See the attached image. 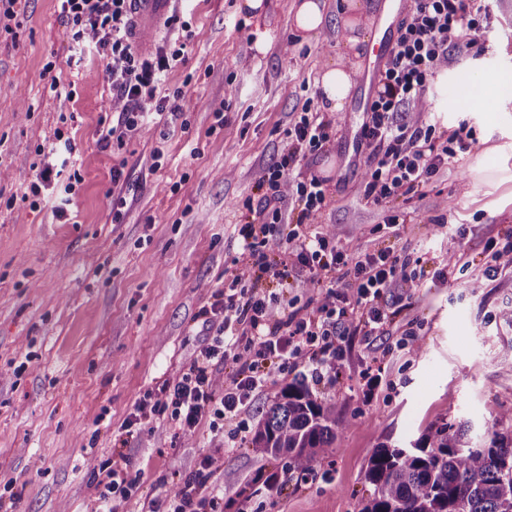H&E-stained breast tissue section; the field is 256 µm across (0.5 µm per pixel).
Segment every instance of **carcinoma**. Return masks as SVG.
Returning <instances> with one entry per match:
<instances>
[{"mask_svg":"<svg viewBox=\"0 0 512 512\" xmlns=\"http://www.w3.org/2000/svg\"><path fill=\"white\" fill-rule=\"evenodd\" d=\"M350 422L336 404L297 378L285 385L255 425L254 452L274 462L265 481L281 493L289 477L314 472ZM365 481L373 488L360 512H512V428L493 430L473 445L463 427L430 428L407 449L376 448Z\"/></svg>","mask_w":512,"mask_h":512,"instance_id":"1","label":"carcinoma"}]
</instances>
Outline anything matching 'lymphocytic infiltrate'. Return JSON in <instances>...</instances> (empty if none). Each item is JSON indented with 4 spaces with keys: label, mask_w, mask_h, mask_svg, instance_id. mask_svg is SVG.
<instances>
[{
    "label": "lymphocytic infiltrate",
    "mask_w": 512,
    "mask_h": 512,
    "mask_svg": "<svg viewBox=\"0 0 512 512\" xmlns=\"http://www.w3.org/2000/svg\"><path fill=\"white\" fill-rule=\"evenodd\" d=\"M59 17L71 34L70 53H97L112 87L115 125L103 130L102 146L123 143L153 120L173 122L181 105H166L161 77L183 52L173 44L142 52L129 38L130 0H59ZM487 0H412L397 26V37L368 107L361 138L366 177L360 185L364 200L377 207L414 197L451 159L473 143V131L459 125L448 137L434 125L417 120L429 82L447 66L452 51L475 45L488 29ZM278 160L262 168L258 203H246L239 225L246 264L233 274L214 300L202 310L209 336L186 370L158 391L148 392L125 424L134 434L142 418L162 416L191 436L201 421L219 434L225 423L245 414L252 393L264 386L271 370L309 362L315 381L343 355L351 328L372 336L388 320L381 303L385 290L416 283L425 269L412 267L389 249L350 255L334 235L318 231L316 216L326 201L325 178L290 170L306 154L319 151L333 135L331 121L302 110L288 132ZM293 202L295 221H288L285 202ZM306 272L319 296L305 309H280L274 295L258 289L263 280L287 286L292 273ZM215 465L203 457L199 469L173 494L155 499L151 512H223L224 498L210 483ZM103 477L95 488L100 512L138 502L139 479L131 474L125 454L99 467Z\"/></svg>",
    "instance_id": "lymphocytic-infiltrate-1"
}]
</instances>
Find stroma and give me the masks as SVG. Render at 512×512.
<instances>
[{"instance_id": "stroma-1", "label": "stroma", "mask_w": 512, "mask_h": 512, "mask_svg": "<svg viewBox=\"0 0 512 512\" xmlns=\"http://www.w3.org/2000/svg\"><path fill=\"white\" fill-rule=\"evenodd\" d=\"M240 2L178 0L191 32L163 92L183 91L188 127L169 134L153 124L105 149L112 88L97 58L66 68L70 32L57 0H28L13 33L0 36V481L18 493L9 512H95L93 473L117 447L139 472L144 506L177 491L207 454L218 460L211 481L224 490V512H360L379 445L409 443L443 420L481 443L512 410V280L484 275L487 237L512 233V0H494L486 52L453 53L421 114L444 133L467 121L476 141L419 194L395 200L405 223L384 224V211L360 194L365 166L354 145L367 114L357 102L370 100L374 79L355 82L346 110L328 114L331 140L300 163L326 178L316 222L345 250L388 247L430 270L459 252L470 261L445 279L389 289L383 335L347 336L315 390L350 426L314 477L279 495L257 489L270 460L245 445L227 450L204 423L187 438L150 417L123 437L136 402L202 344L199 311L239 265L244 203L258 200L259 173L279 157L302 107L323 110L320 69L344 50V0H326L328 21L306 41L293 31L294 0H266L258 17ZM50 62L62 69L57 95L43 76ZM489 67L495 87L475 86ZM453 91L461 106L444 111ZM219 107L227 121L216 131ZM58 128L72 140L71 158L57 149ZM158 148L167 161L154 171ZM46 163L63 168L52 196H63L70 174L81 177L67 217L22 200ZM409 328L422 354L402 347Z\"/></svg>"}]
</instances>
